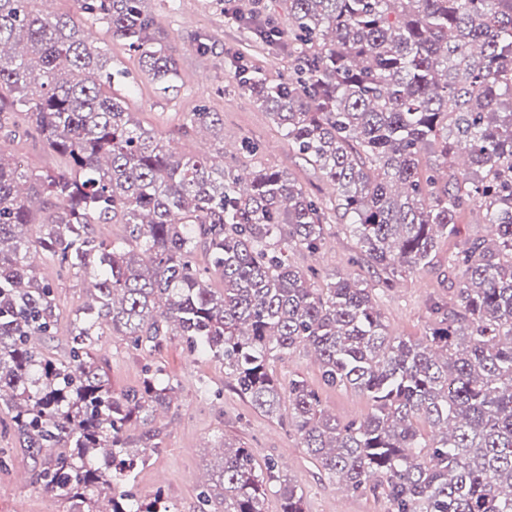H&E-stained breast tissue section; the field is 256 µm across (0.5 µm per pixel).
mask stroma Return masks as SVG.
Masks as SVG:
<instances>
[{
  "mask_svg": "<svg viewBox=\"0 0 512 512\" xmlns=\"http://www.w3.org/2000/svg\"><path fill=\"white\" fill-rule=\"evenodd\" d=\"M144 12L159 22L178 62L177 91L160 93L140 70L137 56L123 42L113 40L103 25H92L77 0H55L53 14L66 15L83 29H95L96 46L108 49L112 66L129 73L128 107L134 118L156 134L173 139L188 154H223L225 166L238 173L262 165L294 178L313 198L327 203L334 189L302 156L296 153L271 117L242 93L234 79L236 58L271 79L287 78L292 62L286 47H269L255 40L232 18L226 0H142ZM207 35L208 53H199L196 39ZM219 113L224 121L220 136L199 129L184 134L188 112L199 106ZM477 208L463 211L457 235L443 240L433 260L399 278L396 286L383 287L360 257L344 219L331 214L323 244L317 253L299 249L288 252V262L300 270L315 269L320 282L347 274L370 288L390 334L418 339L433 320L432 306L447 302L456 293L457 279L448 268L449 252L465 242L487 235ZM36 266L55 287L57 328L53 336L39 338L38 346L57 357L67 355L73 310L85 298L84 281L60 276L44 256ZM95 354L114 393L140 386L146 367L163 370L175 386L170 406L156 418L165 433L162 448L148 454L132 474L129 489L143 500L162 495L170 512H199L198 492L220 457L225 439L250 448L257 463L277 461L280 473L304 493V512H387L379 493L366 491L338 496L337 486L302 448L288 426L287 416L270 417L250 404L235 389L221 362L199 355L173 336L153 351L135 349L126 340L101 336ZM270 371L280 385L302 378L318 392L325 410L340 423L363 421L371 402L350 389L326 386L312 350L300 347L274 359ZM33 461L13 433L0 428V512H70L39 484L17 482L18 473H32Z\"/></svg>",
  "mask_w": 512,
  "mask_h": 512,
  "instance_id": "stroma-1",
  "label": "stroma"
}]
</instances>
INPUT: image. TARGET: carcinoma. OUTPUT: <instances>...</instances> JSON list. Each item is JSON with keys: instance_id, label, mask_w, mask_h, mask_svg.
Here are the masks:
<instances>
[{"instance_id": "cac0c4a2", "label": "carcinoma", "mask_w": 512, "mask_h": 512, "mask_svg": "<svg viewBox=\"0 0 512 512\" xmlns=\"http://www.w3.org/2000/svg\"><path fill=\"white\" fill-rule=\"evenodd\" d=\"M39 2L0 0V129L66 161L36 171L0 151V409L35 460V482L75 512H169L124 481L161 447L156 415L174 386L149 370L115 396L91 352L109 330L149 350L181 337L223 361L267 416L282 403L270 360L310 347L326 385L372 403L365 420L341 425L305 380L288 383L289 427L329 479L382 490L388 512H512V0H288L293 74L270 80L236 65L241 90L333 185L332 210L385 286L429 264L461 210H482L490 238L448 255L455 297L433 308L418 340L388 332L362 281L319 285L288 263L286 249H320L322 204L265 167L243 189L231 168L141 126L121 92L127 72ZM78 2L160 90L177 86L176 59L141 0ZM255 9L229 7L263 43H281ZM186 126L216 134L223 121L200 107ZM428 148L443 164H420ZM96 224L126 235L104 239ZM39 252L90 283L63 359L32 342L56 326L54 287L31 260ZM275 485L281 512H304L275 462L259 473L249 449L226 441L199 502L266 512Z\"/></svg>"}]
</instances>
